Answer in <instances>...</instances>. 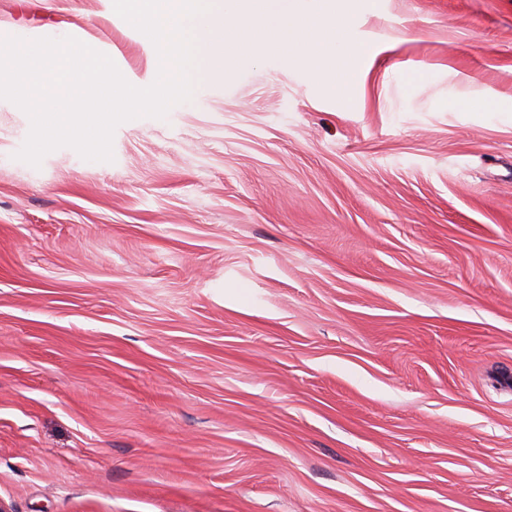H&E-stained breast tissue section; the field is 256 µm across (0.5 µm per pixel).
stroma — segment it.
I'll use <instances>...</instances> for the list:
<instances>
[{
  "mask_svg": "<svg viewBox=\"0 0 512 512\" xmlns=\"http://www.w3.org/2000/svg\"><path fill=\"white\" fill-rule=\"evenodd\" d=\"M349 97L270 56L16 160L0 100L9 512H512V0H364ZM126 80L106 0H0Z\"/></svg>",
  "mask_w": 512,
  "mask_h": 512,
  "instance_id": "stroma-1",
  "label": "stroma"
}]
</instances>
